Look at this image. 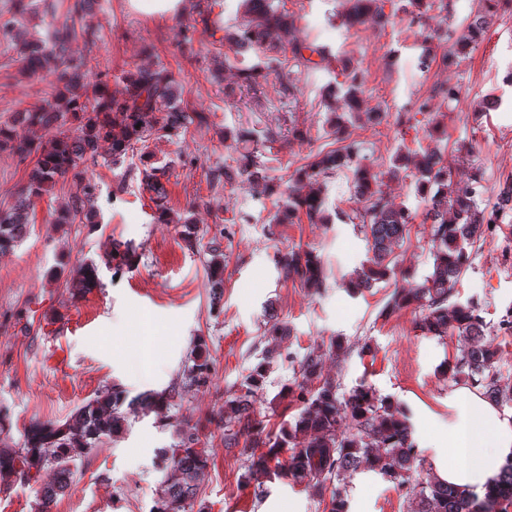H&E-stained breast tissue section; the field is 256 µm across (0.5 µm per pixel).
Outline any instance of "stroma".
Here are the masks:
<instances>
[{
	"label": "stroma",
	"mask_w": 512,
	"mask_h": 512,
	"mask_svg": "<svg viewBox=\"0 0 512 512\" xmlns=\"http://www.w3.org/2000/svg\"><path fill=\"white\" fill-rule=\"evenodd\" d=\"M188 2L186 13L163 21L129 12L126 0H94L90 13L75 18L62 9L23 23L35 38L65 24L95 33L91 43L76 38L73 53L88 59L89 84L105 74L118 97L135 67L166 69L178 104L209 111L211 124L175 136L152 135L141 156L116 162L102 154L88 171L98 185L95 223L81 215L57 223L77 191L72 181L33 198L27 235L0 252V410L6 414L0 449L23 447L31 420L64 422L104 387L119 386L131 399L180 387L193 342L200 338L212 367L209 383L180 388L168 418L129 415L119 438L102 439L75 460L76 483L57 497L52 512H151L163 479L158 451L174 448L175 420L196 426L208 451L197 492L205 512H327L330 491L318 493L274 474L248 479L245 456L224 445V402L239 395L262 356L268 328L277 322L288 330L281 343L284 357L270 368L254 413L266 434L276 435L295 415L283 391L311 353L322 356L342 392L363 384L397 402L415 444L436 440L447 429L450 385L440 366L460 353L462 338L423 335L414 308L387 316L382 310L395 289L414 286L432 268V228L423 222L425 200L416 189L421 157L440 152L463 186L482 171L479 205L487 209L500 182L512 176V10L499 12L456 66L435 62L425 69L426 51L439 56L451 49L448 32L465 28L479 0L446 5L426 0L422 28L407 25L400 0H382L381 13L356 27L347 23L351 0H277L293 24V39L326 46L330 56L309 69L292 61L286 48L280 52L285 68L269 74L259 69L263 53L230 54L226 35L248 24L241 0ZM184 25L195 29L189 48L178 36ZM348 63L363 79L359 109L351 113L342 106ZM19 67L14 47L0 42L1 125L53 95L47 81L22 76ZM251 67L257 74L250 93L241 72ZM448 83L458 87V102L435 96V88ZM424 98L428 111L411 110V102ZM338 116L360 165L378 174L389 200L413 217L408 235L394 248L409 278L378 282L356 294L345 283L366 261L368 245L359 226L344 220L363 205L350 170L320 180L326 222L310 223L302 212L293 223L276 221L297 172L343 148L333 128ZM230 131L251 132L252 140L238 147L227 139ZM244 149L256 153L269 191L241 180L214 182V173L237 164ZM145 155L168 169L165 204L172 223L153 218V194L141 182ZM400 157L405 167L390 177ZM33 165L0 150V210L16 203ZM215 236L224 253L219 286L211 279L207 252ZM116 243L135 249L132 269L117 273L106 265ZM294 248L319 255L325 272L321 290L284 277L277 267V252ZM62 260L95 263L99 286L78 296L65 279L50 280L48 271ZM451 299L477 303L499 349L496 368L512 385V335L497 329L512 311V213L470 248ZM147 328L163 335V347L144 344ZM338 337L354 347L339 362L328 354ZM366 341L371 352H356ZM346 485L350 512L412 508L404 491L373 473H353Z\"/></svg>",
	"instance_id": "obj_1"
}]
</instances>
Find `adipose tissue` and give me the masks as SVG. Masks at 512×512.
I'll use <instances>...</instances> for the list:
<instances>
[{"label": "adipose tissue", "instance_id": "ef3b65f1", "mask_svg": "<svg viewBox=\"0 0 512 512\" xmlns=\"http://www.w3.org/2000/svg\"><path fill=\"white\" fill-rule=\"evenodd\" d=\"M448 407L454 415L434 460L437 475L452 486L485 489L512 456V414L466 385L449 391Z\"/></svg>", "mask_w": 512, "mask_h": 512}]
</instances>
